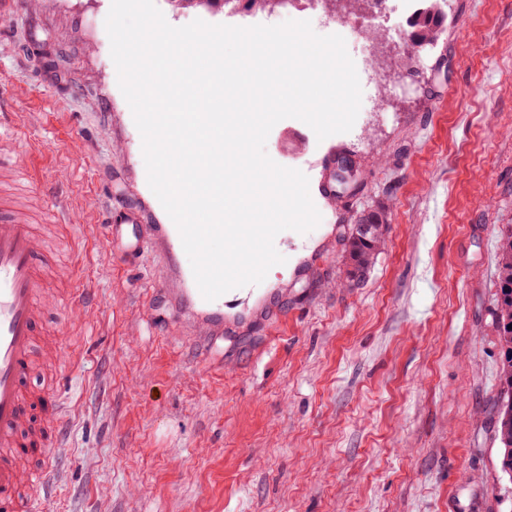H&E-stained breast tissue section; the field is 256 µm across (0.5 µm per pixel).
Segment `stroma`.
<instances>
[{
  "mask_svg": "<svg viewBox=\"0 0 512 512\" xmlns=\"http://www.w3.org/2000/svg\"><path fill=\"white\" fill-rule=\"evenodd\" d=\"M111 4L34 0L0 27V132L43 148V190L81 232L89 306L47 317L80 365L61 370L67 477L36 512H512L491 424L512 0H448L434 44L357 64L384 103L350 132L272 128L268 155L308 177L321 221L276 236L285 264L225 294L216 340L159 292L158 250L99 248L106 203L142 212L126 242L165 221L110 54ZM340 153L359 186L321 195ZM370 209L386 213L385 245L352 286L339 237Z\"/></svg>",
  "mask_w": 512,
  "mask_h": 512,
  "instance_id": "1",
  "label": "stroma"
}]
</instances>
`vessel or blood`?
<instances>
[{
  "label": "vessel or blood",
  "mask_w": 512,
  "mask_h": 512,
  "mask_svg": "<svg viewBox=\"0 0 512 512\" xmlns=\"http://www.w3.org/2000/svg\"><path fill=\"white\" fill-rule=\"evenodd\" d=\"M7 157L24 187L39 182L34 150H21L18 139L0 136V161ZM67 245L68 264L47 272L40 225L0 202V512H33L35 502L55 496L65 477L69 414L59 395L41 397L34 405L26 390L35 360L55 366L65 356L60 343L42 345L38 338L46 312L57 305L48 277L78 282L83 251L75 239ZM162 287L186 304L194 319L223 327V299L205 300L192 270H178Z\"/></svg>",
  "instance_id": "1"
}]
</instances>
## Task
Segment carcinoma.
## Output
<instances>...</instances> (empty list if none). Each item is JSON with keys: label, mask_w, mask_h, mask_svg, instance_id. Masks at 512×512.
<instances>
[{"label": "carcinoma", "mask_w": 512, "mask_h": 512, "mask_svg": "<svg viewBox=\"0 0 512 512\" xmlns=\"http://www.w3.org/2000/svg\"><path fill=\"white\" fill-rule=\"evenodd\" d=\"M443 24L439 12L429 8L418 13L410 23V40L426 39L438 34ZM378 226L375 234L367 238L353 237L343 242L349 272L364 276L373 263L374 256L385 241L387 228L383 213L376 215ZM498 292L496 297V327L501 343L499 372L500 395L491 417L496 439L499 440V469L512 477V230L499 239L497 266Z\"/></svg>", "instance_id": "1"}]
</instances>
